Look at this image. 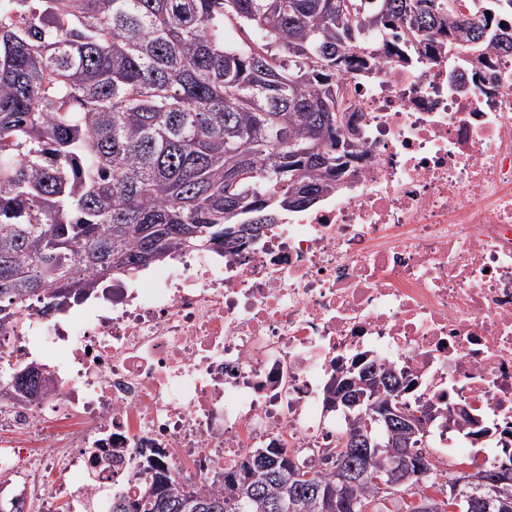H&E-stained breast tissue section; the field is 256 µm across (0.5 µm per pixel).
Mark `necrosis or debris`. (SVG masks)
Wrapping results in <instances>:
<instances>
[{"instance_id": "obj_1", "label": "necrosis or debris", "mask_w": 512, "mask_h": 512, "mask_svg": "<svg viewBox=\"0 0 512 512\" xmlns=\"http://www.w3.org/2000/svg\"><path fill=\"white\" fill-rule=\"evenodd\" d=\"M340 94L360 154L334 194L234 252L176 253L135 287L96 289L79 311L26 312L0 357L48 380L0 386V495L25 512H112L137 498L145 461L179 486L274 444L321 465L341 421L336 370L360 358L410 375L413 408L464 412L425 424L445 486L488 462L512 430V53L474 65L439 38L379 45Z\"/></svg>"}]
</instances>
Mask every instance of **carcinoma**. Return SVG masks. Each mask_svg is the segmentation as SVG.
Here are the masks:
<instances>
[{
  "label": "carcinoma",
  "instance_id": "carcinoma-1",
  "mask_svg": "<svg viewBox=\"0 0 512 512\" xmlns=\"http://www.w3.org/2000/svg\"><path fill=\"white\" fill-rule=\"evenodd\" d=\"M0 0V328L37 303L51 316L103 281L177 251L234 249L283 214L336 191L338 76L400 27L420 53L437 36L512 52V0ZM248 225L252 234L238 236ZM371 381L347 423L333 470L356 466L344 512H448L407 501L427 473L424 420L410 440L418 468L390 490L389 456L362 450L357 423L401 405L415 382L354 361ZM9 381L35 395L24 367ZM224 490L172 486L161 471L112 512H312L336 483L285 448L254 449Z\"/></svg>",
  "mask_w": 512,
  "mask_h": 512
}]
</instances>
